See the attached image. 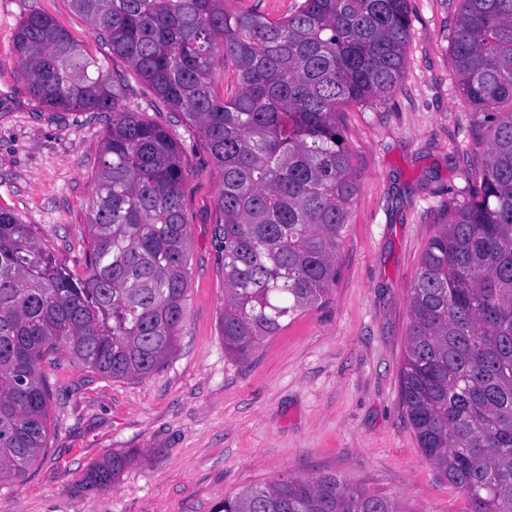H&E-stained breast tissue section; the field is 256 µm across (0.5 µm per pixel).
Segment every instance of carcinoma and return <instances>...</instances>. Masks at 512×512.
Returning a JSON list of instances; mask_svg holds the SVG:
<instances>
[{"mask_svg":"<svg viewBox=\"0 0 512 512\" xmlns=\"http://www.w3.org/2000/svg\"><path fill=\"white\" fill-rule=\"evenodd\" d=\"M71 2L108 53L204 138L221 179L218 326L224 353L245 360L336 285L358 190L339 114L403 79L408 0H301L273 21L227 0ZM13 48L39 105L107 112L112 123L87 202L83 274L0 211V484L23 480L45 448L44 364L63 352L110 378L153 374L186 323L190 282L182 145L127 103L125 75L51 17L28 13ZM451 52L486 158L421 255L401 401L418 447L463 491L467 512H512V0H460ZM219 58L238 84L225 99L213 87ZM138 457L112 451L79 484L107 488ZM218 512L406 510L322 475L229 493Z\"/></svg>","mask_w":512,"mask_h":512,"instance_id":"carcinoma-1","label":"carcinoma"}]
</instances>
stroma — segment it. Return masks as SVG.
<instances>
[{
    "mask_svg": "<svg viewBox=\"0 0 512 512\" xmlns=\"http://www.w3.org/2000/svg\"><path fill=\"white\" fill-rule=\"evenodd\" d=\"M459 0H409L404 79L341 115L358 175L325 302L248 360L224 353V272L212 240L220 176L199 132L129 76L124 92L184 147L191 246L187 322L158 372L112 379L58 355L47 444L23 482L0 486V512H216L225 494L280 477L333 475L409 512H466L468 501L424 456L400 401L409 295L449 205L464 200L485 144L454 69ZM51 16L108 71L71 0H0V210L34 225L57 263L83 272L87 199L112 120L51 112L28 94L12 38L29 12ZM119 448L141 455L112 487L82 490L89 465Z\"/></svg>",
    "mask_w": 512,
    "mask_h": 512,
    "instance_id": "stroma-1",
    "label": "stroma"
}]
</instances>
